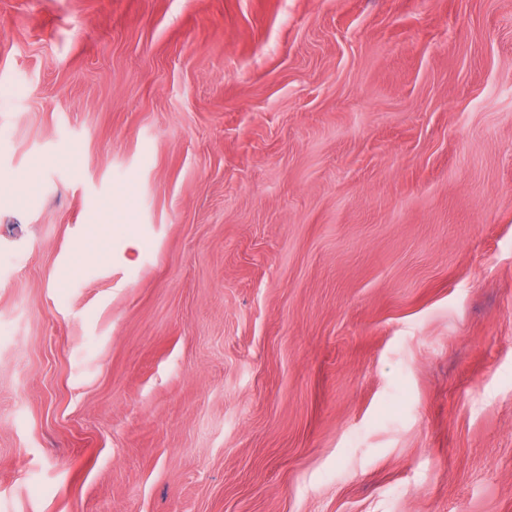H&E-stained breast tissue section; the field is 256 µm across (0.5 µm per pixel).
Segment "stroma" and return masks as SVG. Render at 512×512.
<instances>
[{
  "label": "stroma",
  "instance_id": "1",
  "mask_svg": "<svg viewBox=\"0 0 512 512\" xmlns=\"http://www.w3.org/2000/svg\"><path fill=\"white\" fill-rule=\"evenodd\" d=\"M0 512H512V0H0Z\"/></svg>",
  "mask_w": 512,
  "mask_h": 512
}]
</instances>
